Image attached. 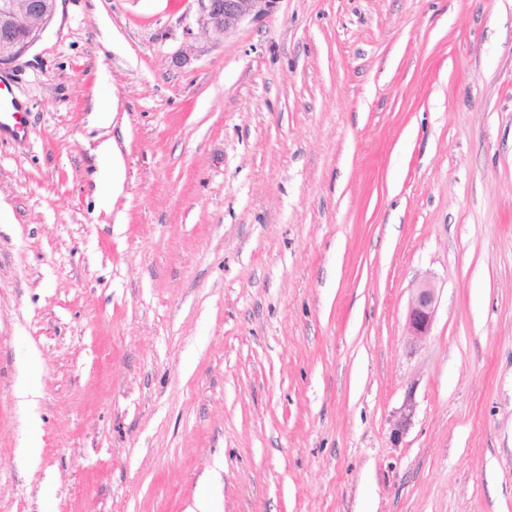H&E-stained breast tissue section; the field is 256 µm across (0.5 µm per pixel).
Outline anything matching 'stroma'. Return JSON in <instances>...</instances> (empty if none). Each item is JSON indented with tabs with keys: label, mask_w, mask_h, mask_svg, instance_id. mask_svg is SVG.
Returning a JSON list of instances; mask_svg holds the SVG:
<instances>
[{
	"label": "stroma",
	"mask_w": 512,
	"mask_h": 512,
	"mask_svg": "<svg viewBox=\"0 0 512 512\" xmlns=\"http://www.w3.org/2000/svg\"><path fill=\"white\" fill-rule=\"evenodd\" d=\"M198 16L59 0L0 67V512H512V0ZM7 131L17 139H26L29 135L25 112L12 96L7 81L0 79V131ZM102 155L109 161L105 172V184L108 190L112 191V198L117 196L121 190V175L119 170L118 157L114 153L111 143H104L100 147ZM437 298L435 288L423 283L416 289L408 313V328L412 336H427L436 313Z\"/></svg>",
	"instance_id": "35a3bbf8"
}]
</instances>
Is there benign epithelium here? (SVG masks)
I'll return each mask as SVG.
<instances>
[{"instance_id": "1", "label": "benign epithelium", "mask_w": 512, "mask_h": 512, "mask_svg": "<svg viewBox=\"0 0 512 512\" xmlns=\"http://www.w3.org/2000/svg\"><path fill=\"white\" fill-rule=\"evenodd\" d=\"M57 0H5L0 7V66L16 62L47 30ZM198 23L204 32L226 34L249 19L267 13L276 0H197ZM435 288L424 283L416 289L408 313V328L418 338L429 334L436 313Z\"/></svg>"}]
</instances>
